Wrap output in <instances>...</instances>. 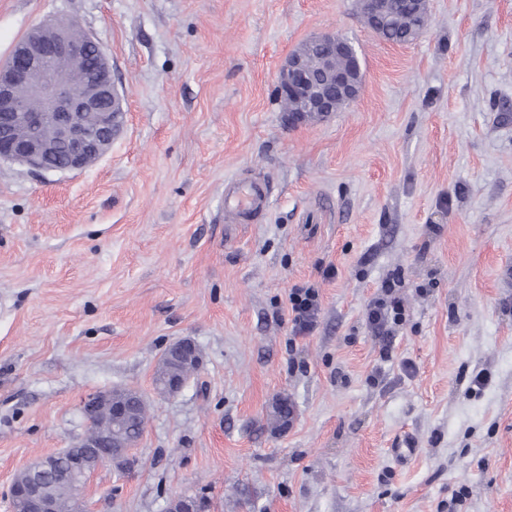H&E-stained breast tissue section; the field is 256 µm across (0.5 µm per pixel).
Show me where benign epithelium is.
<instances>
[{"label": "benign epithelium", "instance_id": "1", "mask_svg": "<svg viewBox=\"0 0 512 512\" xmlns=\"http://www.w3.org/2000/svg\"><path fill=\"white\" fill-rule=\"evenodd\" d=\"M363 21L372 29L384 13L381 0H358ZM73 21L41 23L13 48L0 64V160H9L46 173L82 171L112 147L123 124L115 113L124 111L112 79V67L100 43L89 34L75 35ZM92 65H87L88 53ZM363 76L355 47L336 33L312 36L292 49L276 74L275 91L288 112V126L324 118L356 100ZM66 148L62 163L46 159ZM140 403L136 396L112 400V392L89 395L82 412L89 423L99 413H113L116 423L131 418ZM69 472L77 494H83L94 471L130 459L129 446L119 430L96 432L79 448L66 449ZM54 462L43 458L11 481V512H61L60 501L41 481ZM167 512H207L204 500L177 495Z\"/></svg>", "mask_w": 512, "mask_h": 512}]
</instances>
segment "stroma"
Listing matches in <instances>:
<instances>
[{"label":"stroma","mask_w":512,"mask_h":512,"mask_svg":"<svg viewBox=\"0 0 512 512\" xmlns=\"http://www.w3.org/2000/svg\"><path fill=\"white\" fill-rule=\"evenodd\" d=\"M427 10L392 44L356 0H0V62L75 20L127 111L83 171L0 160V512L17 472L79 443L82 399L125 387L146 430L89 512H448L459 490L460 512H512V0ZM324 32L355 46L363 91L289 127L278 67ZM255 182L266 206L230 213ZM387 282L384 361L366 312ZM296 286L318 293L308 336ZM183 338L202 366L158 394ZM311 288H292L288 303L293 316V332L296 335L310 333L316 326L318 298Z\"/></svg>","instance_id":"stroma-1"}]
</instances>
